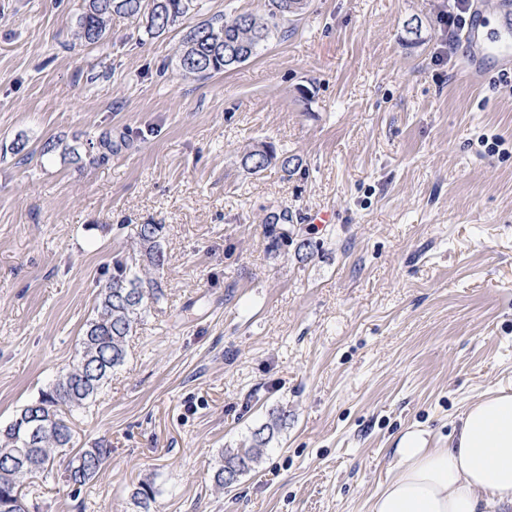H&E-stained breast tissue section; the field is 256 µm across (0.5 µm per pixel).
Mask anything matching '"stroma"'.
I'll return each instance as SVG.
<instances>
[{
	"mask_svg": "<svg viewBox=\"0 0 512 512\" xmlns=\"http://www.w3.org/2000/svg\"><path fill=\"white\" fill-rule=\"evenodd\" d=\"M199 3L84 45L83 0H0V425L77 358L135 226L166 254L125 364L69 417L104 470L78 492L34 477L30 512H138L146 479L158 512H368L402 431L444 444L512 389V93L441 55L448 0H309L209 78L179 68L186 32L268 0ZM263 142L298 170L246 172ZM276 406L259 469L219 488L221 450ZM293 223V216L288 210L283 209L279 211L270 212L265 220V233L267 237L271 239L272 247H278L280 242L283 241L284 233L277 232L278 224H290Z\"/></svg>",
	"mask_w": 512,
	"mask_h": 512,
	"instance_id": "35a3bbf8",
	"label": "stroma"
}]
</instances>
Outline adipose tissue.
Listing matches in <instances>:
<instances>
[{
    "label": "adipose tissue",
    "mask_w": 512,
    "mask_h": 512,
    "mask_svg": "<svg viewBox=\"0 0 512 512\" xmlns=\"http://www.w3.org/2000/svg\"><path fill=\"white\" fill-rule=\"evenodd\" d=\"M393 473L371 512H512V391L482 394L459 416L445 447L402 432Z\"/></svg>",
    "instance_id": "obj_1"
}]
</instances>
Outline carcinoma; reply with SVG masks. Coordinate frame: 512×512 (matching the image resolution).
I'll use <instances>...</instances> for the list:
<instances>
[{
  "instance_id": "obj_1",
  "label": "carcinoma",
  "mask_w": 512,
  "mask_h": 512,
  "mask_svg": "<svg viewBox=\"0 0 512 512\" xmlns=\"http://www.w3.org/2000/svg\"><path fill=\"white\" fill-rule=\"evenodd\" d=\"M305 6V0H270L264 15L242 13L204 21L184 37L179 65L188 74L208 77L243 64L257 55L274 31L302 14ZM197 7V0H84L76 35L96 44L105 38L112 16L118 15L138 24L147 35L160 37ZM241 162L252 174L272 164L288 174L299 167L298 158L277 152L271 144L245 152ZM292 222L293 216L286 209L267 215L265 229L272 246H279L284 237L277 226ZM162 237L161 224L136 225L138 256L113 262L112 276L101 289L95 315L82 336L79 358L60 371L37 399L23 406L12 422L0 428V512H28L22 486L36 475L46 480L55 478L60 473L57 458L68 456L60 473L65 482L83 487L99 475L110 457L112 449L101 442L68 454L73 432L61 418V408L72 411L94 401L112 372L124 363L134 325L163 297L161 282L138 270L141 260L155 271L164 267ZM289 418L288 409L272 408L250 438L237 448L223 449L215 473L218 485L230 487L256 471L271 443L287 428ZM132 500L140 512H153L156 500L152 484L139 482Z\"/></svg>"
}]
</instances>
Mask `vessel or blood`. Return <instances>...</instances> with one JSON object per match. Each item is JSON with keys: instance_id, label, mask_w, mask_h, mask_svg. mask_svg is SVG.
I'll use <instances>...</instances> for the list:
<instances>
[{"instance_id": "1", "label": "vessel or blood", "mask_w": 512, "mask_h": 512, "mask_svg": "<svg viewBox=\"0 0 512 512\" xmlns=\"http://www.w3.org/2000/svg\"><path fill=\"white\" fill-rule=\"evenodd\" d=\"M498 28L495 35L485 31V15L481 6H474L471 19L464 31L471 55L465 56L461 72L465 78H482L487 67L512 71V0H499Z\"/></svg>"}]
</instances>
